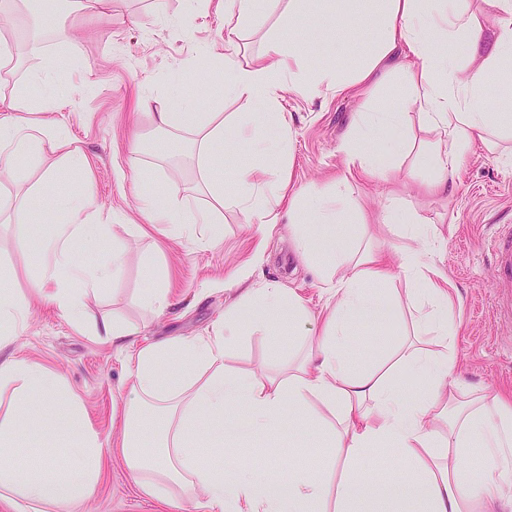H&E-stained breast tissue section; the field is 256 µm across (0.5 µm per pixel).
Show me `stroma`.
I'll return each mask as SVG.
<instances>
[{
  "label": "stroma",
  "mask_w": 512,
  "mask_h": 512,
  "mask_svg": "<svg viewBox=\"0 0 512 512\" xmlns=\"http://www.w3.org/2000/svg\"><path fill=\"white\" fill-rule=\"evenodd\" d=\"M288 2L278 0L273 5L258 0L256 22L243 35L246 57L262 53L267 39L276 36L300 44L303 71L335 64L349 74L360 55L372 49V35L383 21L381 14L372 13L362 24L322 36L314 32L308 15L289 16ZM56 24L71 29L69 42L56 41L52 31ZM101 26L95 15L66 6L50 24L23 12L13 22L8 50L20 52L35 34L42 53L0 67V101L11 102L26 90L30 73L42 68L45 57H53L62 89L45 98L42 106L90 161L89 170L70 169L48 142L41 160L18 164L16 178L0 183V285L23 295L39 275L44 256L28 248L25 234L14 224L12 207L19 200H27L31 224L47 236L64 219L52 207L53 197L62 193L94 199L105 224L143 223L137 188L144 178L158 190H173L185 207L209 206L211 199L203 188L207 175L192 147L194 130L160 134L147 110L139 108V100L165 97L178 86L195 101L198 111L223 113L225 123L250 110L249 104L217 92L220 75L204 54L206 48L224 42V0H211L209 9L197 14L189 0H112L111 34L98 35ZM374 82L368 93L355 88L343 95L319 97L302 95L299 78L283 84L280 98L291 115L292 143L282 163L290 169L293 189L329 185L344 170L338 148L359 112L367 107L383 109L407 95L395 60L385 61ZM405 137L412 148L396 161L413 178L399 184L396 196H389L385 184H370L355 175L349 179L348 197L360 205L368 224L367 234L353 240V249L373 246L396 261L403 249L411 247V240L399 230L380 224L379 215L386 208L412 212L429 224L431 240L441 246L436 266L458 303L457 378L466 389L489 396L512 391V308L499 297L496 254L487 245L500 227L512 226V165L500 164L484 148H476L452 189L430 196L419 185L432 176L428 150L433 135L413 121ZM133 154L138 157L134 167L129 164ZM50 162L57 163L60 176L48 184L43 172ZM222 228V238L211 243L201 226L193 237L178 241L163 227H147L145 234L129 240L120 276L88 299L83 328H75L50 301L33 303L9 350L63 376L74 401L47 407L48 433L29 427L20 433L19 442L37 449L50 442L63 449L68 443L65 428L76 414L87 430L118 439L129 382L123 355L93 334L102 315L134 327L129 339L133 350L172 336L207 335L224 316L225 283L237 278L259 253L264 261L255 281H275L293 289L312 311L324 306L327 292L293 250L287 224L263 231L228 204ZM155 265L167 269L172 301L161 314L151 312L142 301L150 286L148 271ZM299 346L297 337L285 333L272 342L243 335L230 347L226 364L258 373L287 362ZM294 430L293 424L283 423L252 443L228 446L225 456L247 469L274 472L297 446ZM225 456L215 457V464H223ZM204 501L200 492L190 498L145 496L116 454L104 458L93 498L79 504H52L46 512H204Z\"/></svg>",
  "instance_id": "stroma-1"
}]
</instances>
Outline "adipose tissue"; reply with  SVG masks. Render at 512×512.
<instances>
[{
	"mask_svg": "<svg viewBox=\"0 0 512 512\" xmlns=\"http://www.w3.org/2000/svg\"><path fill=\"white\" fill-rule=\"evenodd\" d=\"M385 24L352 77L337 68L310 71L308 95L344 94L369 83L381 62L403 50L399 62L409 98L383 111L362 113L358 132L339 152L346 168L369 182H388L400 168L385 160L376 146L385 129L405 128L410 116L435 134L432 158L436 175L428 184L447 192L476 144L493 159L512 163V113L496 112L487 103L489 86L512 92V0H381ZM257 17L256 0H224V44L209 47L210 57L225 70V96L258 104L257 112L225 125L220 112L176 111L182 103L172 89L157 103L158 130L195 128L193 141L203 170L221 168L224 156L239 145L258 155H286L291 122L280 112L278 93L284 74L292 72L299 46L270 38L262 55L241 62L242 36ZM36 105L15 99L0 115V172L12 174L20 159L40 156L45 142L54 143L68 165L87 168V157L65 139L55 119L30 122ZM275 118L279 135L266 139L261 128ZM233 199L250 220L275 226L292 224V243L327 287L332 302L312 313L294 291L269 282H254V267L227 284L224 319L205 336H175L129 350L128 328L102 316L96 334L123 353L130 394L124 411L121 448L127 470L140 491L162 498L175 489L203 491L212 512H365L372 503L394 500L388 486L370 480L361 463L377 448L396 450L402 468L393 482L405 483L420 512H512V398L467 392L452 380L455 341L460 324L455 299L428 252L416 248L401 254L400 267L417 299L412 319L413 343L396 347L386 362L353 368L347 353L355 344L353 328L365 323L386 327L399 301L394 289L380 290L390 277L387 257L368 252L352 261L354 226L345 224L340 207L348 183L339 176L326 188L289 193L290 175L280 165L241 166L232 174ZM210 207L188 209L161 201L156 192L139 194L141 211L152 224L167 225L174 238L194 235L206 225L220 240L224 181L206 184ZM290 194L287 215L270 201ZM54 203L68 215L51 239L31 235L28 244L50 254L45 277L36 284L38 298L53 302L74 325H82L88 298L117 277L126 262V243L139 236V224L98 223L94 200L57 196ZM111 250L108 264L91 262L92 254ZM252 314L251 333L271 339L280 327L303 338L302 356L264 372L231 370L225 364L230 342L240 334L241 320ZM422 376L423 392L403 389L396 373ZM11 390V402L0 416V493L20 512H42L47 504L88 500L97 489L102 456L109 441L73 420L74 440L65 459V475L43 457L32 467L15 454L13 442L41 407L68 399L64 377L24 357L0 359V391ZM250 416L241 426L240 412ZM287 416L299 432L317 440L329 454L323 467L286 465L272 479L232 465L213 467L206 455L225 440L273 429ZM151 432L153 444L141 437ZM480 451L484 467L470 466Z\"/></svg>",
	"mask_w": 512,
	"mask_h": 512,
	"instance_id": "adipose-tissue-1",
	"label": "adipose tissue"
}]
</instances>
